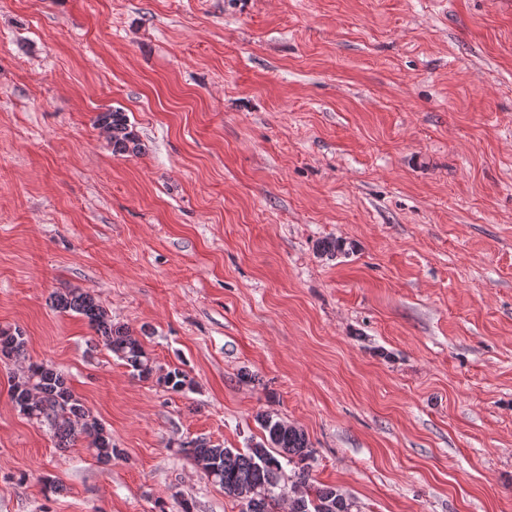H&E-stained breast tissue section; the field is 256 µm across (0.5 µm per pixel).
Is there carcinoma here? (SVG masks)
Returning a JSON list of instances; mask_svg holds the SVG:
<instances>
[{"label": "carcinoma", "mask_w": 512, "mask_h": 512, "mask_svg": "<svg viewBox=\"0 0 512 512\" xmlns=\"http://www.w3.org/2000/svg\"><path fill=\"white\" fill-rule=\"evenodd\" d=\"M96 125L102 128L117 155L137 154L141 144L129 129L125 113L112 110L100 113ZM54 305L63 313L74 312L85 318L101 342L140 378L154 373L151 357L141 340L128 328L112 324V317L87 291L72 289L54 296ZM26 358V341L21 332L0 328V359L18 362ZM169 389L179 392L191 384L187 374L174 368L159 377ZM12 403L28 419L45 425L67 448L81 438L90 439L89 447L96 459L108 464L118 455L112 436L73 394L64 374L48 362H30L14 380ZM257 421L263 431L262 441L245 451L223 448L199 440L182 449L195 464H203L205 476L224 494L241 501L244 512H277L288 501L289 512H352L353 502L339 489L310 482L312 449L304 431L285 424L269 413ZM294 465L291 487L281 483L283 464Z\"/></svg>", "instance_id": "carcinoma-1"}]
</instances>
